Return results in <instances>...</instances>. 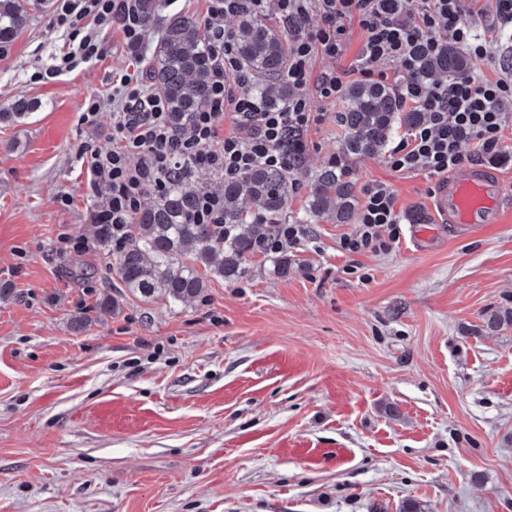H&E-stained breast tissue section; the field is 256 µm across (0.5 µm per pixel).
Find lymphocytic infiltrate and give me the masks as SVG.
Wrapping results in <instances>:
<instances>
[{"label":"lymphocytic infiltrate","mask_w":512,"mask_h":512,"mask_svg":"<svg viewBox=\"0 0 512 512\" xmlns=\"http://www.w3.org/2000/svg\"><path fill=\"white\" fill-rule=\"evenodd\" d=\"M56 23L69 43L56 55L44 78L99 59L105 49L97 34L115 23L128 44L144 40L133 0H56ZM211 59L210 97L197 112L191 133L173 140L164 101L144 88V71L122 74L112 89V145L79 150L86 161L92 189L110 192L105 209L91 216L96 224H129L151 194L167 192L180 162L234 180L258 166H282L280 143L285 131L304 132L325 120L315 99L340 98L351 80L393 78L402 104L426 115L425 121L402 135L387 163L399 172L425 171L445 175L462 162L461 148L477 142L481 152L498 154L502 130L511 115L503 110L512 100V63L499 66L495 79L470 76L445 84L416 79L418 50L435 52L445 41L462 45L469 54L487 55L491 43L463 20L461 0H208ZM249 12L275 16L289 24L290 50L285 77L294 90L287 107L264 105L252 89L253 77L237 56L233 32L223 20ZM317 27H309L311 18ZM357 22L365 38L354 67L314 73L317 57L343 55L347 25ZM237 130L220 136L225 116ZM400 218L395 196L384 183L368 186L358 213V227L341 247L348 252L387 251L398 237Z\"/></svg>","instance_id":"lymphocytic-infiltrate-1"}]
</instances>
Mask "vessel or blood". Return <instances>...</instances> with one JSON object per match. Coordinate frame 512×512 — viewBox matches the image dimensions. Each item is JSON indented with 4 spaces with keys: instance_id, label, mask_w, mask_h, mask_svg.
<instances>
[{
    "instance_id": "vessel-or-blood-1",
    "label": "vessel or blood",
    "mask_w": 512,
    "mask_h": 512,
    "mask_svg": "<svg viewBox=\"0 0 512 512\" xmlns=\"http://www.w3.org/2000/svg\"><path fill=\"white\" fill-rule=\"evenodd\" d=\"M503 196L504 185L499 174L469 165L440 183L430 211L438 223L469 234L483 225L501 222Z\"/></svg>"
}]
</instances>
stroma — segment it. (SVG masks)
Returning <instances> with one entry per match:
<instances>
[{"mask_svg": "<svg viewBox=\"0 0 512 512\" xmlns=\"http://www.w3.org/2000/svg\"><path fill=\"white\" fill-rule=\"evenodd\" d=\"M116 26L95 62L47 80L66 36L36 12L0 49V512H512V124L493 165L505 220L472 236L408 221L441 182L385 156L348 160L356 196L392 189L386 252L344 251L351 224L304 221L309 175L340 153L341 101H316L285 223L287 273L250 255L195 299L143 300L93 243L80 144H112V112L81 114L145 56ZM118 299L112 315L95 307ZM86 315L83 328L73 319Z\"/></svg>", "mask_w": 512, "mask_h": 512, "instance_id": "1", "label": "stroma"}]
</instances>
